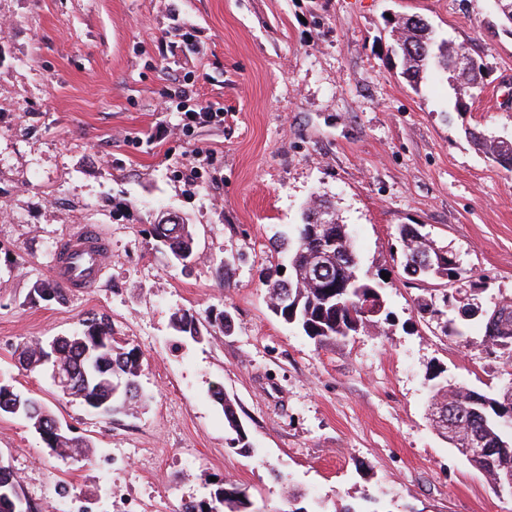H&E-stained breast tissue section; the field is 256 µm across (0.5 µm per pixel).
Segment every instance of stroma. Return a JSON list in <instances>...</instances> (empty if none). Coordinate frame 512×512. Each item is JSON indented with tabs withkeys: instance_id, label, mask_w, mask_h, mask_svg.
<instances>
[{
	"instance_id": "obj_1",
	"label": "stroma",
	"mask_w": 512,
	"mask_h": 512,
	"mask_svg": "<svg viewBox=\"0 0 512 512\" xmlns=\"http://www.w3.org/2000/svg\"><path fill=\"white\" fill-rule=\"evenodd\" d=\"M418 15L468 47L483 84L464 112L446 74L413 86L388 17ZM192 39L193 50L181 43ZM221 119L188 126L173 78ZM512 138V34L494 0H0V378L90 440L67 464L24 421L0 417V464L34 507L67 482L95 512H181L217 481L257 512L295 489L308 512H512L429 420L433 374L482 392L512 386V361L420 313L444 288L405 276L395 232L420 226L461 269L479 307L512 299V171L470 130ZM331 200L383 282L376 327L323 348L268 307L273 240L314 196ZM175 214L196 257L182 267L150 235ZM110 241L96 288L31 302L58 242L80 225ZM202 335H178L177 310ZM228 312L231 330L205 323ZM106 316L142 356L139 408L102 416L27 372L24 342ZM236 400L251 448L230 447L216 386Z\"/></svg>"
}]
</instances>
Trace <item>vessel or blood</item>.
<instances>
[{"label": "vessel or blood", "instance_id": "obj_1", "mask_svg": "<svg viewBox=\"0 0 512 512\" xmlns=\"http://www.w3.org/2000/svg\"><path fill=\"white\" fill-rule=\"evenodd\" d=\"M108 242L98 227L81 225L57 246L50 265L52 279L63 289L79 291L95 287L105 269Z\"/></svg>", "mask_w": 512, "mask_h": 512}]
</instances>
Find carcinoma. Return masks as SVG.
Returning <instances> with one entry per match:
<instances>
[{
  "mask_svg": "<svg viewBox=\"0 0 512 512\" xmlns=\"http://www.w3.org/2000/svg\"><path fill=\"white\" fill-rule=\"evenodd\" d=\"M395 28L402 31L404 49L400 50L403 74L415 84L431 70L449 74L454 96V111H461L460 100H471L466 86L482 81V72L472 69L457 73L452 68L455 59L466 53L465 46L447 41L434 42L432 32L424 26L408 25L402 19ZM474 144L489 158L512 171V144L480 131L470 134ZM336 216L332 203L320 198L308 206L303 222L296 225L295 239L289 265L292 270L286 279H271L267 275L270 302L284 304L279 318L304 333L315 344L326 346L357 334V326L374 319L365 315V305L380 310L385 301L376 280L369 273L360 272L359 256L347 225H337V244L323 249L322 264L310 269L311 258L319 249L320 216ZM150 234L167 239L173 257L181 251H194V238L190 225L174 218L151 225ZM401 245L400 265L403 273L420 282L443 280L448 285L449 305L464 310L470 304L461 300L462 290L454 287L461 270L452 260L439 261L435 248L412 224L398 229ZM32 297L38 300L60 297L59 289L51 281L33 286ZM483 325V342L489 348L503 344L500 353L512 358V304L485 311L471 317ZM173 326L192 339L200 337L198 318L188 311L174 313ZM83 341L55 339L50 343L27 342L17 351L19 365L29 371L45 368L46 359L58 362L71 381V389L84 405L104 414L135 407L141 402L138 377L141 372V354L127 348L115 339L112 323L104 316H90L83 321ZM216 402L224 412V420L231 440L241 442L245 434L233 426L237 411L233 400L221 387L213 391ZM433 406L448 412V420L455 423V436L483 442L487 452L466 462L481 473L502 496L512 497V387L498 394H484L464 386L443 385L431 391ZM0 416L20 418L28 422L48 448L56 449L63 461L80 462L87 459L85 438L58 432V420L40 402L5 381H0ZM0 512H38L22 497L19 479L6 466L0 465ZM182 512H254L252 502L244 488L226 480L209 500L191 501L183 505Z\"/></svg>",
  "mask_w": 512,
  "mask_h": 512,
  "instance_id": "cac0c4a2",
  "label": "carcinoma"
}]
</instances>
